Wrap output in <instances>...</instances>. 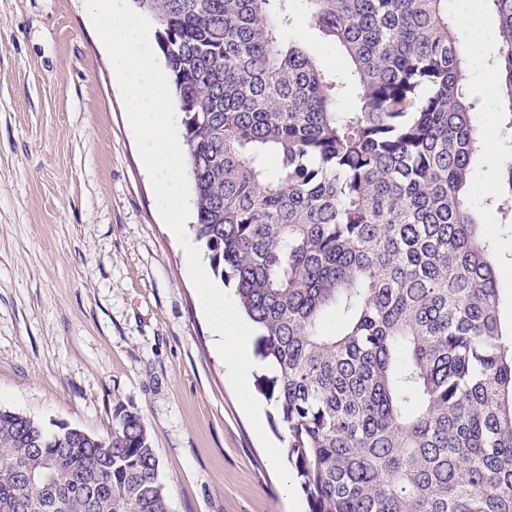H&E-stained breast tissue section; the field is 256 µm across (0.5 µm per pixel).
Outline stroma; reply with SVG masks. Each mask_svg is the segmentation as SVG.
I'll return each mask as SVG.
<instances>
[{
  "label": "stroma",
  "mask_w": 512,
  "mask_h": 512,
  "mask_svg": "<svg viewBox=\"0 0 512 512\" xmlns=\"http://www.w3.org/2000/svg\"><path fill=\"white\" fill-rule=\"evenodd\" d=\"M292 40L330 70L342 51L294 0ZM472 14L467 57L484 140L506 155L498 18ZM503 166L473 163L501 317L512 321V220L488 201ZM125 406L143 418L169 512H290L262 446H285L273 402L254 430L229 381L184 250L162 222L109 55L84 0H0V408L101 438Z\"/></svg>",
  "instance_id": "35a3bbf8"
}]
</instances>
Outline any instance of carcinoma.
<instances>
[{"mask_svg": "<svg viewBox=\"0 0 512 512\" xmlns=\"http://www.w3.org/2000/svg\"><path fill=\"white\" fill-rule=\"evenodd\" d=\"M490 2L512 131V0ZM133 3L183 114L192 229L257 332L308 512H512V327L447 0H303L341 73L286 39L291 0ZM504 182L509 214L512 163ZM115 420L101 439L0 409V512H169L142 417Z\"/></svg>", "mask_w": 512, "mask_h": 512, "instance_id": "carcinoma-1", "label": "carcinoma"}]
</instances>
